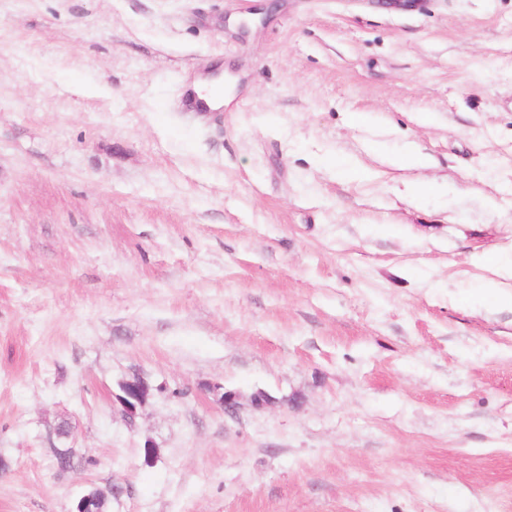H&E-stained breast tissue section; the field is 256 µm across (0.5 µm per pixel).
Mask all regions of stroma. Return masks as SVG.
<instances>
[{"label":"stroma","mask_w":512,"mask_h":512,"mask_svg":"<svg viewBox=\"0 0 512 512\" xmlns=\"http://www.w3.org/2000/svg\"><path fill=\"white\" fill-rule=\"evenodd\" d=\"M511 263L512 0H0V512H512ZM208 82L201 80L197 83V91L201 98L207 100V102L214 108H219L225 105L224 95L213 96L202 94V89ZM204 99H199L195 94L191 95L190 89H186L182 97V107L187 112H219L220 109L211 108ZM125 399L120 402L126 416L133 417L136 414L137 407L145 401L149 389L145 386L130 381L124 389Z\"/></svg>","instance_id":"35a3bbf8"}]
</instances>
